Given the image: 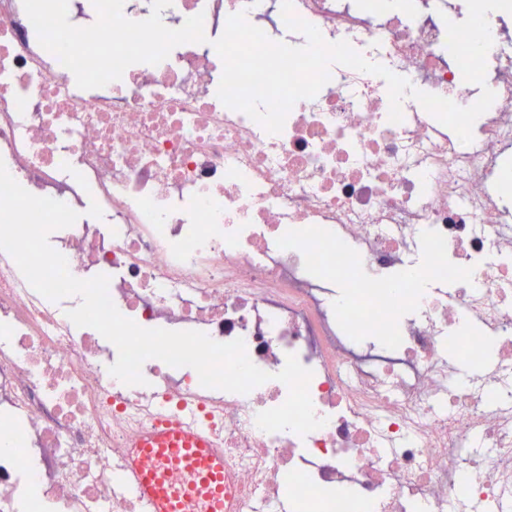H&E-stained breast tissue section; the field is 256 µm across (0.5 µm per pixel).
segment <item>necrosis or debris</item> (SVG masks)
I'll list each match as a JSON object with an SVG mask.
<instances>
[{
  "label": "necrosis or debris",
  "mask_w": 512,
  "mask_h": 512,
  "mask_svg": "<svg viewBox=\"0 0 512 512\" xmlns=\"http://www.w3.org/2000/svg\"><path fill=\"white\" fill-rule=\"evenodd\" d=\"M173 30L124 5L56 39L61 0H0V160L28 192L94 194L108 235L68 227L70 273L112 272L122 315L243 339L270 381L206 388L158 359L113 377L104 337L36 292L0 250V512H147L126 466L181 421L224 450V512H512V45L486 58L491 107L462 143L413 98L344 65L267 133L213 94L208 9L255 19L273 0H168ZM445 0H294L330 42L467 107ZM155 58L112 87L115 57ZM343 278L349 293L331 283ZM458 356H449L448 333ZM310 369L323 427L266 432L288 355Z\"/></svg>",
  "instance_id": "1"
}]
</instances>
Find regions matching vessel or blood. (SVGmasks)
I'll return each instance as SVG.
<instances>
[{"label":"vessel or blood","instance_id":"b4317fda","mask_svg":"<svg viewBox=\"0 0 512 512\" xmlns=\"http://www.w3.org/2000/svg\"><path fill=\"white\" fill-rule=\"evenodd\" d=\"M142 445L149 448L151 453L184 459L195 470L198 483L214 512H222L224 488L221 474L224 459L212 450L208 434L187 427L169 428L147 437ZM134 477L141 498L151 507L152 512H177L178 502L162 494L152 471L140 467Z\"/></svg>","mask_w":512,"mask_h":512}]
</instances>
